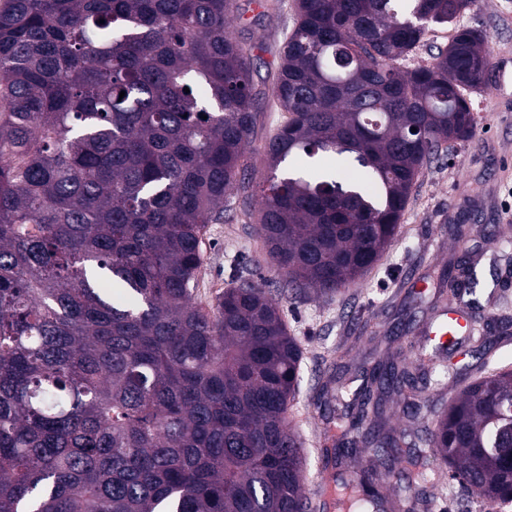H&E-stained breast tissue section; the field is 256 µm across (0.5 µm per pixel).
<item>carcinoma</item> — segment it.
I'll return each mask as SVG.
<instances>
[{"instance_id":"1","label":"carcinoma","mask_w":512,"mask_h":512,"mask_svg":"<svg viewBox=\"0 0 512 512\" xmlns=\"http://www.w3.org/2000/svg\"><path fill=\"white\" fill-rule=\"evenodd\" d=\"M292 9L259 233L289 296L331 299L391 247L423 170L472 137L488 36L448 0ZM240 15V0H0V512H393L400 491L425 509L422 447L467 497L512 502L498 422L512 369L487 358L509 318H470L476 363L441 410L419 393L441 388L453 347L411 341L406 361L365 337L361 439L339 425L322 449L360 461L316 504L288 416L304 350L281 301L241 273L215 304L195 301L206 228L247 179L262 104L228 29ZM445 25L448 45L409 63ZM438 295L478 304L474 264L448 265ZM345 388L329 377L319 398ZM394 461L404 479L382 495Z\"/></svg>"}]
</instances>
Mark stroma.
Instances as JSON below:
<instances>
[{
    "label": "stroma",
    "instance_id": "obj_1",
    "mask_svg": "<svg viewBox=\"0 0 512 512\" xmlns=\"http://www.w3.org/2000/svg\"><path fill=\"white\" fill-rule=\"evenodd\" d=\"M462 25L486 31L488 48L512 57V0H474L460 16ZM229 26L243 44H261L253 60L256 90L267 91L280 52L294 27L292 8L270 11L258 25ZM477 127L468 142L425 169L401 219V232L379 264L345 294L327 300L312 295L284 301L289 325L305 348L300 393L290 419L305 441L308 492H315L324 461L319 453L327 422L344 421L345 402L317 407L315 386L324 376L342 375L344 347L370 330L386 336L391 348L407 338L421 339L422 328L444 302L437 285L449 263L469 258L489 281L480 311L512 317V267L500 259L495 232L512 225V73L489 72V86L473 99ZM281 114L272 101L258 111L246 157L264 171L263 148ZM198 271V302L208 304L224 289L227 260L234 257L253 271L272 293L284 278L265 262L258 226L241 212L226 213L223 223L208 225Z\"/></svg>",
    "mask_w": 512,
    "mask_h": 512
}]
</instances>
